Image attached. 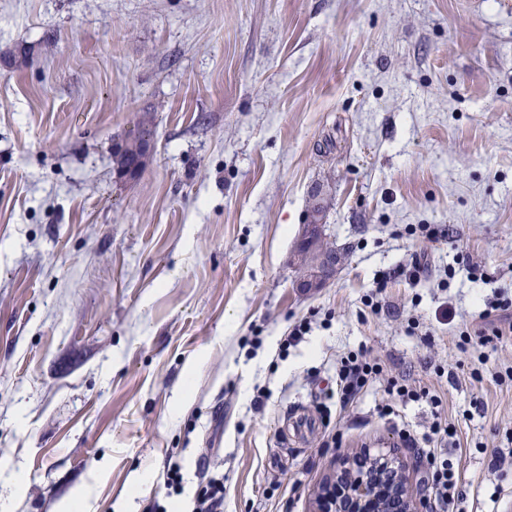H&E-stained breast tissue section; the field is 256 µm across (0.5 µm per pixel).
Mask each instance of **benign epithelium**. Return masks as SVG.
Instances as JSON below:
<instances>
[{
	"mask_svg": "<svg viewBox=\"0 0 512 512\" xmlns=\"http://www.w3.org/2000/svg\"><path fill=\"white\" fill-rule=\"evenodd\" d=\"M151 147V141L138 144L135 153L130 155V164L123 173L130 177L139 175L141 168L138 155L145 154ZM326 225L323 224V211L320 203V192L313 194L312 204L307 211L305 224L301 225L299 241L309 251L307 266L300 274L298 287L304 291L317 290L332 280L345 260V252L327 244ZM374 472L364 468L356 471L347 469L344 472L329 476L322 485L325 493L315 492L314 512H329V490L338 483H343V491L353 503V512H381L378 505L376 488L381 483L390 488L391 497L401 501L403 512H422L424 501L418 485L400 468L394 458L380 454L375 457Z\"/></svg>",
	"mask_w": 512,
	"mask_h": 512,
	"instance_id": "obj_1",
	"label": "benign epithelium"
}]
</instances>
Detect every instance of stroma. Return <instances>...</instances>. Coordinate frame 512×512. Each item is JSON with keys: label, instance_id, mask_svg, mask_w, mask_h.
Wrapping results in <instances>:
<instances>
[{"label": "stroma", "instance_id": "stroma-1", "mask_svg": "<svg viewBox=\"0 0 512 512\" xmlns=\"http://www.w3.org/2000/svg\"><path fill=\"white\" fill-rule=\"evenodd\" d=\"M144 119L146 166L121 178ZM317 188L349 253L308 294L291 257ZM499 294L512 0H0V512H58L84 484V512H116L138 475L131 512H172L206 468L224 512H312L346 457L426 481L402 435L438 413L464 512H504L512 334L457 347L512 322L479 318ZM361 347L441 406L385 415L376 385L340 411L336 360ZM126 144H127V147L120 148L115 153L117 170L118 169L123 170L129 164V161H130V164L125 168V170H123V173L126 176L137 177L141 171L137 154H147V151L151 147V141L150 140L143 141L140 144H138L137 149H135V153L130 154V158L127 156V154L131 150L130 146H132L134 143L131 139H129L126 142Z\"/></svg>", "mask_w": 512, "mask_h": 512}]
</instances>
